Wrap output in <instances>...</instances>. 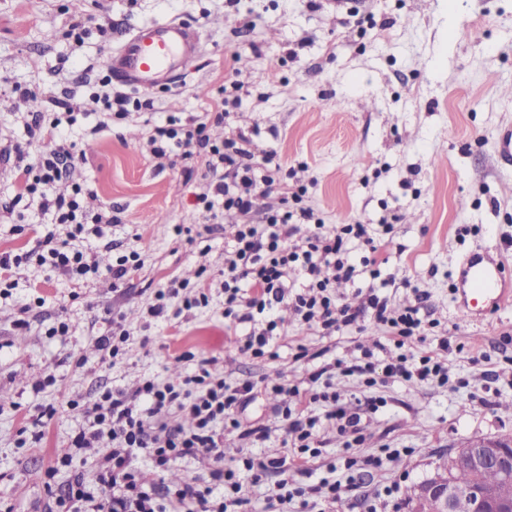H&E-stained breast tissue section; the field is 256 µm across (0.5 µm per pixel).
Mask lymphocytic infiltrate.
<instances>
[{"label":"lymphocytic infiltrate","mask_w":512,"mask_h":512,"mask_svg":"<svg viewBox=\"0 0 512 512\" xmlns=\"http://www.w3.org/2000/svg\"><path fill=\"white\" fill-rule=\"evenodd\" d=\"M27 131L44 148L35 155L19 145L13 148L17 168L29 179L24 189L38 195L41 209L53 212L57 223L68 225L70 231L64 240L51 232L45 234L25 254H1L0 285L8 291L14 287L11 269L30 261L76 282L99 275L104 269L95 251L73 247L72 242L102 238L105 227L113 223L112 217L92 215L83 209L79 197L84 188L71 180L75 157L54 146L55 131L43 126L40 113H32ZM151 143L153 154L159 158L176 150L189 155L207 153L210 183L206 192L198 195V202L209 212L216 205H224L240 218L239 223L223 229L206 225L199 233L177 224L173 233L176 241L192 246L223 233L224 320L250 327L238 341L241 353L255 359L269 355L280 329L274 311L286 302L302 325L328 335L367 321L386 328L394 338L397 354L383 364L367 351L347 368L348 373L365 376L368 385H375L380 376L392 382L447 383V340H440L438 350L420 356L408 350L424 330L421 310L425 294L415 292L413 305L397 312L376 290L375 281L380 276L375 258L378 244L371 225L344 224L329 232L317 227L305 233L301 224L311 220V211L305 209L296 216L282 208L263 206V198L275 190L268 166L277 152L270 149L255 154L248 148L244 133L219 144L205 135L203 126L181 125L172 117L157 128ZM355 246L369 252L359 267L349 258ZM140 264L139 252L119 253L104 271L117 287L125 284ZM292 275L300 277V287L289 286ZM362 279L368 282L363 307L337 303L338 282ZM210 298L211 285L206 278L191 282L174 277L156 290L148 314L169 323L173 302H180L182 310L189 312L208 306ZM180 359L194 362L192 374L175 380L146 379L132 393L119 386L107 387L90 405L68 400V408L79 413L81 422L68 450L57 452L56 464L74 467L75 472L65 489L52 496L48 512H237L247 503L248 493L239 472L254 470V462L244 459L239 470L225 466L224 437L236 432L251 446L268 439L269 428H242L236 416L237 408L252 398L255 384L231 383L213 375L209 360L192 352L181 353ZM270 391L295 399L294 405L274 410L293 455L311 450L323 419L343 438L345 450L360 443L364 411L343 404L337 392H309L283 384L272 385ZM319 401L328 406L321 419L309 412L310 405ZM180 415L186 416V423H177ZM140 457L161 471L181 460L202 458L212 467L211 479L205 484L191 475L181 484L152 490L139 479L134 461Z\"/></svg>","instance_id":"f902f5d3"}]
</instances>
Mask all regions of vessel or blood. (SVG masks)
<instances>
[{"mask_svg":"<svg viewBox=\"0 0 512 512\" xmlns=\"http://www.w3.org/2000/svg\"><path fill=\"white\" fill-rule=\"evenodd\" d=\"M197 31L186 21L168 19L133 29L107 60L119 83L140 90L173 85L201 58ZM457 311L474 320L512 304V269L501 254L475 253L459 270Z\"/></svg>","mask_w":512,"mask_h":512,"instance_id":"1","label":"vessel or blood"}]
</instances>
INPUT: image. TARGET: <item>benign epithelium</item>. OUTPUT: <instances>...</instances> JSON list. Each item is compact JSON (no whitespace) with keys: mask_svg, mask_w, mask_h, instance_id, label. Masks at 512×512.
Wrapping results in <instances>:
<instances>
[{"mask_svg":"<svg viewBox=\"0 0 512 512\" xmlns=\"http://www.w3.org/2000/svg\"><path fill=\"white\" fill-rule=\"evenodd\" d=\"M499 470L495 487L458 484L454 474ZM413 512H512V436L474 438L455 449L448 471L436 474L413 487Z\"/></svg>","mask_w":512,"mask_h":512,"instance_id":"benign-epithelium-1","label":"benign epithelium"}]
</instances>
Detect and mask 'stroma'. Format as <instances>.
Listing matches in <instances>:
<instances>
[{
    "label": "stroma",
    "instance_id": "1",
    "mask_svg": "<svg viewBox=\"0 0 512 512\" xmlns=\"http://www.w3.org/2000/svg\"><path fill=\"white\" fill-rule=\"evenodd\" d=\"M165 18L184 19L200 35L204 53L177 85L141 91L111 79L106 61L133 28ZM237 80L240 89L225 88ZM52 122L54 99H70L78 120L57 130L56 141L86 153L75 178L88 187L87 211L112 212L106 229L121 250L142 253L143 266L120 288L108 277L75 284L31 264L13 269L19 286L0 298V499L14 512H43L50 489L69 479L46 473L67 447L78 422L66 399L92 400L103 385L134 389L147 377L190 372L185 351L213 360V373L254 382L276 378L308 387L317 367L344 365L374 351L386 359L394 341L373 328L325 336L306 329L288 308L278 315L284 334L274 357L241 355V329L228 328L222 295L177 326L150 322L154 288L169 278L204 273L220 285L224 236L208 254L175 245L172 227L200 230L236 223L235 212H206L196 200L207 173L196 155L158 167L148 138L169 115L207 121L223 102L233 126L274 146L288 173L289 191H302L326 229L338 224L388 222L380 235L381 294L400 308L414 301L411 277L427 294L425 342L448 338V382L367 385L364 377L332 371L345 403L374 398L363 440L347 467L342 439L324 427L317 454L290 457L275 429L276 399L257 394L238 412L243 427H270L253 454L285 458L287 472L263 473L245 512H297L298 503L269 500L281 480L296 486L342 481L338 503L314 499L313 512H369L391 497L387 512H410L407 492L430 478L440 459L475 437L512 434V306L471 324L460 323L452 288L462 257L496 249L512 264V171L497 164V130L512 124V0H363L359 13H338L328 0H0V153L28 140L27 91ZM127 97L124 117L104 118V97ZM24 179L0 156V201L22 196V231L0 216V254L23 253L54 227L38 199L23 196ZM43 307H35L36 297ZM29 305L21 313V305ZM120 313L132 331L116 366L102 362L95 338L106 311ZM66 315L69 338L46 329ZM56 382L32 391L47 369ZM54 405L44 439L19 445L28 410ZM381 466H372V459Z\"/></svg>",
    "mask_w": 512,
    "mask_h": 512
}]
</instances>
